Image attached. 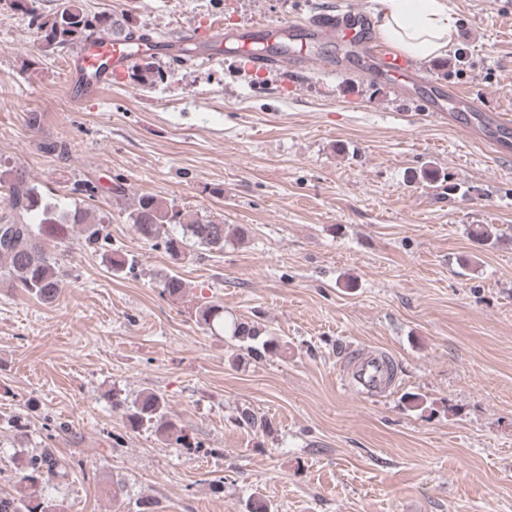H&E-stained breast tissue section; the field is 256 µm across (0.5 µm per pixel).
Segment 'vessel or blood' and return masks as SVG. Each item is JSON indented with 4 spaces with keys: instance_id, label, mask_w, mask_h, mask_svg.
<instances>
[{
    "instance_id": "1",
    "label": "vessel or blood",
    "mask_w": 512,
    "mask_h": 512,
    "mask_svg": "<svg viewBox=\"0 0 512 512\" xmlns=\"http://www.w3.org/2000/svg\"><path fill=\"white\" fill-rule=\"evenodd\" d=\"M190 43L207 51L212 58L228 49L250 69L267 71L285 67L292 73L303 72L311 64L325 70L333 67V60L310 53L312 44L343 48L362 43L381 54L391 72L404 76L415 72L410 59L385 50L376 42L371 12L358 7L325 10L296 25L246 23L228 31L217 23L193 32ZM176 47V42L152 35L143 40H127L95 33L66 60L64 71L68 89L78 103L97 98L114 77L129 71L140 54L171 52ZM423 106L425 111L439 114L476 113L477 121L468 125V132L491 145L497 154L504 156L512 151L511 114L479 109L470 95L456 87L429 93ZM350 362L349 379L360 392L376 395L385 391L389 381L385 357L358 349L351 355Z\"/></svg>"
}]
</instances>
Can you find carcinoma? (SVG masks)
<instances>
[{"instance_id": "1", "label": "carcinoma", "mask_w": 512, "mask_h": 512, "mask_svg": "<svg viewBox=\"0 0 512 512\" xmlns=\"http://www.w3.org/2000/svg\"><path fill=\"white\" fill-rule=\"evenodd\" d=\"M31 2L33 0H9V7L28 13L31 26L53 49L81 42L94 30L109 35L126 31L125 26L110 15H89L80 0H58L53 12L48 14L29 7ZM7 183L11 209L21 214H34L36 223L23 224L8 218L10 234L0 237V281L24 290L43 303H51L58 295L61 279L46 242L66 240L76 228L86 246L99 248L108 238L105 221L87 208L60 210L38 186L19 176L8 179ZM71 191L89 199L99 194L98 185L84 179L74 180ZM127 222L139 239L161 241L176 260L186 255L189 246L220 253L230 236L229 225L224 220L200 218L152 195L138 198L128 210ZM185 290L186 282L177 274L163 282L162 292L171 297H178ZM198 322L208 327L224 324V308L213 302L206 304L198 310ZM232 335L247 343V355L255 358L282 350L280 341L267 335L266 328L258 323H235ZM113 407L123 410L131 428H153L169 436L173 445L196 453L201 451L200 445H192L184 429L176 426L159 394L145 391L129 404L117 399ZM233 420L238 426L255 432L267 428L266 420L249 407L237 410ZM67 476L68 465L50 450L29 456L21 461L20 478L13 493L0 497V512H58L54 499L45 496L44 491L51 483Z\"/></svg>"}]
</instances>
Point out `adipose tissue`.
<instances>
[{
	"label": "adipose tissue",
	"mask_w": 512,
	"mask_h": 512,
	"mask_svg": "<svg viewBox=\"0 0 512 512\" xmlns=\"http://www.w3.org/2000/svg\"><path fill=\"white\" fill-rule=\"evenodd\" d=\"M379 32L397 49L416 60L446 52L455 20L446 0H380Z\"/></svg>",
	"instance_id": "adipose-tissue-1"
}]
</instances>
